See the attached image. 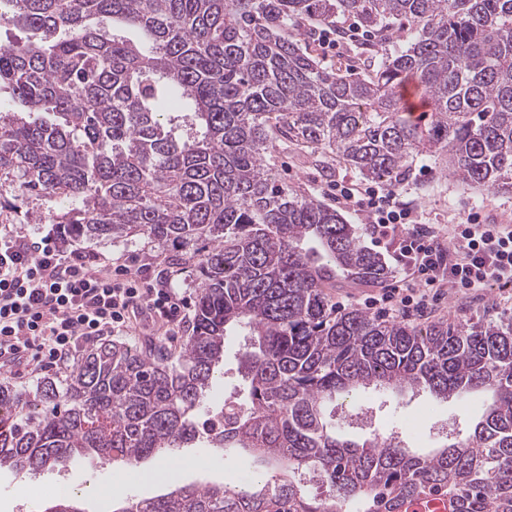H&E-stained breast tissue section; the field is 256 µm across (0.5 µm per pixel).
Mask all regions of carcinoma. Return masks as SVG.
Listing matches in <instances>:
<instances>
[{
    "instance_id": "carcinoma-1",
    "label": "carcinoma",
    "mask_w": 512,
    "mask_h": 512,
    "mask_svg": "<svg viewBox=\"0 0 512 512\" xmlns=\"http://www.w3.org/2000/svg\"><path fill=\"white\" fill-rule=\"evenodd\" d=\"M352 15L406 46L358 73L322 66L290 28ZM32 37L0 47V179L15 200L55 196L89 242L146 235L187 249L199 294L184 348L103 342L66 378L0 383V469L78 458L133 465L206 440L271 464L261 484L172 483L121 512H400L423 494L453 512H512V318L426 330L338 310L336 279L384 282L381 255L345 217L277 178L276 142L316 166L334 153L396 181L417 156L512 193V0H0ZM410 80L426 125L402 104ZM242 348L246 394L199 421L224 337ZM483 393L467 433L417 453L395 434L354 441L342 395ZM41 512H83L69 494Z\"/></svg>"
}]
</instances>
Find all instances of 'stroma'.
Returning a JSON list of instances; mask_svg holds the SVG:
<instances>
[{
  "label": "stroma",
  "instance_id": "35a3bbf8",
  "mask_svg": "<svg viewBox=\"0 0 512 512\" xmlns=\"http://www.w3.org/2000/svg\"><path fill=\"white\" fill-rule=\"evenodd\" d=\"M275 172L281 182L290 188L305 192L327 206L337 207L348 223L360 228L359 240L362 245H370L371 239L364 233L365 217L361 211L336 202L337 185H349L359 182L360 177L343 164H333L331 168L321 169L302 162L296 154L285 147H278L274 157ZM444 161L429 157L416 158L406 176L395 184L402 200L417 214L433 224L448 225L472 212H479L482 220L489 224H512V194L490 191H477L465 184L450 179L446 175ZM91 250L119 259L130 272H137L142 266H152L154 270H167L172 287L178 288L187 307L186 317L192 316V304L197 295V272L193 265L167 267L166 259L176 253L175 245L158 242L146 236H136L128 240L109 239L91 243ZM383 284L342 280L336 286L327 289L326 294L333 305L339 308H357L380 315L381 310L369 306V298L379 296ZM512 317V288L500 291L499 288L482 290L480 297L461 300L452 296L439 303L431 314L416 319L418 327L425 328L442 321L457 323L476 322ZM184 321L169 326H159L140 317L130 320L123 343L136 348H144L155 343H164L171 350H179L185 336L187 324ZM244 343L241 336L228 337L224 345V375L210 393L205 406L206 412L219 411L224 400L230 396H242L245 384L238 372L240 349ZM485 402L484 395L471 394L463 398H450L442 401L426 394L409 392L369 391L353 402H337L336 421L344 423L347 415L357 407L367 406L371 414L365 424L348 429L349 438L360 439L372 432H386L394 429L401 432L409 447L431 448L441 441L440 428L453 425L468 429L481 415ZM208 458V469L199 470L194 462L199 458ZM180 468L178 477L184 484H206L217 481L227 483L257 477H270L273 470L267 464L249 456L244 451L225 454L203 447L183 448L179 451ZM154 461L147 460L131 466L129 471L113 470L111 465L90 460L79 464L55 466L34 475L18 477L6 471H0V512H41L45 503L53 498V489L64 482L86 479L106 485L122 483L127 487L124 497L114 498L112 508H119L126 498H149L167 492V481H147L146 476L154 468ZM24 486L25 498H16L17 486Z\"/></svg>",
  "mask_w": 512,
  "mask_h": 512
}]
</instances>
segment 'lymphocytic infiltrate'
Listing matches in <instances>:
<instances>
[{"label":"lymphocytic infiltrate","instance_id":"f902f5d3","mask_svg":"<svg viewBox=\"0 0 512 512\" xmlns=\"http://www.w3.org/2000/svg\"><path fill=\"white\" fill-rule=\"evenodd\" d=\"M357 202L367 231L401 275L383 293L388 313H423L434 289L479 291L512 286V225L479 214L440 231L418 222L388 186L340 187ZM124 265L67 240L58 228L21 235L0 225V371L22 377L70 356L81 344L120 336L129 316L180 321L181 294L158 278H126Z\"/></svg>","mask_w":512,"mask_h":512}]
</instances>
